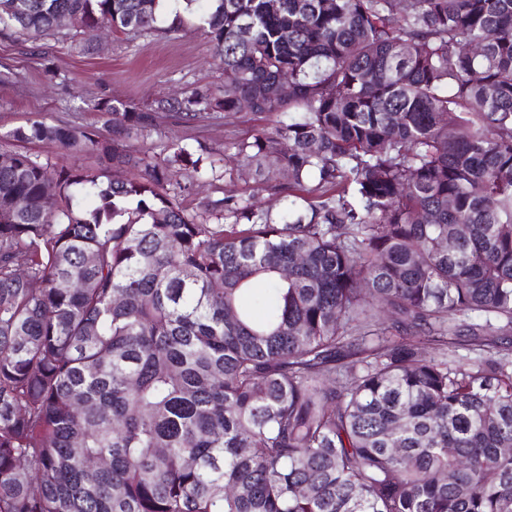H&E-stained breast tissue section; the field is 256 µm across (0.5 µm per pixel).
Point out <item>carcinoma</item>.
<instances>
[{"mask_svg": "<svg viewBox=\"0 0 512 512\" xmlns=\"http://www.w3.org/2000/svg\"><path fill=\"white\" fill-rule=\"evenodd\" d=\"M201 2L223 86L7 134L90 164L0 149V512H512V0ZM211 111L282 115L228 156L277 209L133 144ZM220 180H212L209 176H203L195 181V186L190 188L188 196L184 197L185 204L189 210H195L208 198L222 197L224 195L236 194L243 197L254 195L257 200L267 203L268 193L262 191L253 179L245 172L229 170Z\"/></svg>", "mask_w": 512, "mask_h": 512, "instance_id": "1", "label": "carcinoma"}]
</instances>
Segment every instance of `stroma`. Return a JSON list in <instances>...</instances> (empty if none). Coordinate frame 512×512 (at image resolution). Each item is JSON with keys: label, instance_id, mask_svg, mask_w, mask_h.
<instances>
[{"label": "stroma", "instance_id": "1", "mask_svg": "<svg viewBox=\"0 0 512 512\" xmlns=\"http://www.w3.org/2000/svg\"><path fill=\"white\" fill-rule=\"evenodd\" d=\"M199 24L194 12L185 14L177 33L159 27L136 35L104 32L76 38L64 28L35 41L0 32V72L11 75L10 83H0V146L11 147L7 132L32 120L86 126L97 118L92 103L104 95L143 106L162 95L223 85V71ZM275 120L272 114L213 112L188 125L162 123L143 145L156 155L168 140L182 139L206 148L216 167L223 168L230 142L251 137ZM229 194L268 199L247 173L225 170L218 180L198 178L184 202L193 210Z\"/></svg>", "mask_w": 512, "mask_h": 512}]
</instances>
